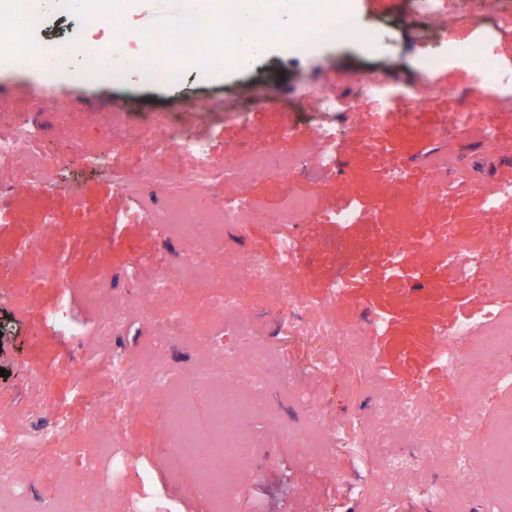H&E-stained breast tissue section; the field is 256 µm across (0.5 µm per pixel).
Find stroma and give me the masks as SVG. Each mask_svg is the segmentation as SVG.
Masks as SVG:
<instances>
[{
  "label": "stroma",
  "mask_w": 512,
  "mask_h": 512,
  "mask_svg": "<svg viewBox=\"0 0 512 512\" xmlns=\"http://www.w3.org/2000/svg\"><path fill=\"white\" fill-rule=\"evenodd\" d=\"M347 8L358 22L377 35L373 53L354 45L312 44L306 57L293 49L271 47L250 65L202 71L185 58V82L177 88L143 84L136 74L111 78L108 70L76 79L70 72L53 74L33 68L18 70L0 65V130L34 115L38 146L56 167L53 181L31 190V173L21 155L0 157V187L10 194L0 203V418L38 430L41 418L30 416L32 406L45 404L43 418L69 417L78 422L69 444L77 448L72 467L81 473L82 492L89 500H101L107 512H136L145 494H153L155 512H214L208 497H187L175 481V463L162 450L166 431L154 416L153 405L127 402L128 420L112 437L101 428L84 425L92 404L86 394L68 386L74 368H88L115 357L136 361L153 336L152 322L138 314L115 326L104 325L96 312L86 308L78 292H70L67 312L84 325V337L63 336L47 325V311L59 302L60 290L40 277L42 268L61 264L75 284L101 281L104 298L131 293L125 278L131 267L152 262L166 266L187 248L182 239L162 238L149 218L124 221L133 209L132 198L122 192L113 177V164L125 173L138 172L145 157L160 167L178 164L180 144L171 139L164 153L148 155L141 135L144 130L164 134L168 127L204 139L215 166H223L226 146L241 144L263 149L312 142L318 128L335 126L334 144L339 166L323 170L306 161L293 182L295 192L314 197L324 211L341 202L339 187L361 193L377 223L391 224L396 213L394 196L414 197L429 181L425 167L435 152L447 151L452 159H466L457 173L458 187L447 206L429 210L417 219V235L438 236L454 224L472 234L484 219V196L470 189L480 178L489 188L512 180V165L484 150L476 138L449 130L454 112L469 106L464 89L466 69L451 65L437 76L452 90L423 108L397 107L376 121L355 120L350 112H318L311 95L320 85L334 88L341 99L356 93L355 74L365 68L383 69L390 82L405 86L419 75L423 53L445 50L448 36L442 28L417 33L397 24L401 0L384 6L377 0H348ZM86 35L82 15L61 16L49 11L42 27L31 30L32 43L50 46L59 41L80 42ZM263 88V98L252 101V86ZM120 114L121 130H113L112 116ZM118 140V160L105 156L106 143ZM100 154L93 165L73 159L75 147ZM400 170L403 180L392 185L389 174ZM231 193L261 199L262 218L242 229L224 231L223 248L200 251L199 264L219 267L223 253H262L274 260L277 239L273 222L282 206L284 189L261 177L234 185ZM302 256L298 267H285L283 280L293 282L298 299H322L333 281L349 286L337 309L345 316L385 311L390 325L373 358L387 367L396 388L406 390L424 380L436 400L447 397L452 381L444 370L431 368L430 345L434 332L480 308L488 299L472 282L457 279L455 263L436 254L422 263L414 251L404 255L401 282L390 281L381 259L382 238L358 225L340 229L313 218L293 225ZM248 316L268 328L266 343L288 365L293 383L307 387L320 401L322 415L331 427L350 431L362 425L371 401L363 390L364 375L323 379L310 376L315 350L309 337L291 334L288 324H306L309 312L278 304L273 285L259 283L243 299ZM40 367L52 377L50 385L32 386L30 368ZM263 397L277 410L281 428L270 427L264 416L251 417L247 426L255 438L256 457L240 473L245 493L234 502L235 512H250L253 502H263L269 512H367L366 487L374 483L376 459L369 448L335 450L344 478L332 482L326 472L307 465L293 450L287 431L301 427L303 414L284 391L266 389ZM99 461L97 472L85 471V455ZM20 474L18 489L28 506L51 512L46 486L49 473L30 469L26 449L16 453Z\"/></svg>",
  "instance_id": "obj_1"
}]
</instances>
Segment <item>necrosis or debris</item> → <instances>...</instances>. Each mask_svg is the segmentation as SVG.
Returning <instances> with one entry per match:
<instances>
[{"mask_svg": "<svg viewBox=\"0 0 512 512\" xmlns=\"http://www.w3.org/2000/svg\"><path fill=\"white\" fill-rule=\"evenodd\" d=\"M135 6L136 0H58L61 14H82L89 24L82 43L59 46V62L77 63L86 75L104 66L116 78L132 72L147 84L178 86L183 82L180 63L186 54L184 44L194 37L199 43L192 56L207 69L235 65L246 58L242 35L246 27L270 39H289L301 55L308 53L315 40L355 45L366 52L375 48L373 32L357 22L342 0H178L175 27L144 28L133 36L125 18ZM409 12L422 26L439 22L448 30L470 24L476 15L471 0H409ZM285 14L290 24H282ZM43 23L38 0H0V62L28 66L38 55L28 33ZM453 60L462 63L470 75L469 94L475 105L497 109L512 103V70L502 66L487 42L477 39L461 41L442 53L422 55L420 79L410 90H397L381 72L366 71L357 75V90L351 100H339L321 87L314 93L315 108L320 112H354L360 104L368 103L381 113L408 102L418 107L428 105L448 95V88L436 85L432 75ZM335 139L333 128L322 127L312 146L301 145L290 152L230 147L219 169L211 162L208 144L185 135L177 166L158 167L145 160L139 175L120 177L118 186L140 208L153 211L162 235H179L197 251L213 250L222 246L225 227L246 226L263 209L255 198L210 200L215 183L245 184L270 171L287 183L299 174L310 152L320 166L336 167L338 158L329 149ZM450 166L446 153L433 154L426 163L430 182L413 201L394 200L399 220L396 229L388 233L383 260L395 282L401 278L403 254L409 246L424 256L443 250L455 258L460 278H468L478 269L486 275L484 285L490 300L434 334L433 359L454 383L456 413L450 416L439 411L425 388L395 390L389 370L374 362L364 346L365 335L384 334L388 325L385 315L377 312L361 323L338 317L334 311L347 288L345 281L336 280L326 297L308 303L313 319L306 333L318 348L322 375L341 376L353 368L364 373L373 405L362 440L385 448L395 439L407 438L426 460L453 466L446 482L432 483L409 477L412 462L389 454L376 472L377 483L390 494L407 499L422 497L439 504L452 490L459 499H469L479 479L488 474L494 478L498 493V505L491 512H503L504 506L512 505V406L499 408V425L488 433L484 430V398L491 383L501 394H512V371L497 366L504 354L512 353V314L503 306L512 298V257L495 249L498 227L492 220L498 211L512 208V184H502L486 196L487 220L479 227L481 246H474L452 226L436 239L413 237L409 228L414 216L446 204L452 190L447 180ZM277 245L278 264L254 253L229 261L230 272L224 278L231 288L221 294L212 290L220 276L218 269L196 273L195 262L185 257L166 268H131L129 280L137 286L148 285L152 302L161 305L152 352L136 364L115 359L102 368L117 397L91 405L88 412L89 418L119 425L126 419L122 396L169 389L179 407L177 426L166 440L178 461L177 484L189 494H212L220 506L232 499L225 485L253 460L247 416L270 413L251 385L256 381L268 386L280 383L279 356L257 339L255 329L240 314L242 296L258 282L275 285L282 301L292 300L293 285L280 278L279 269L297 265L299 254L292 237L278 235ZM185 288L206 291L211 310L223 314L225 326L247 336L248 351L228 352L212 343L202 321L180 304ZM187 336L204 347L205 356L189 373L176 376L162 354L166 345ZM292 395L306 411V425L292 433V441L311 453L316 462L333 460L335 432L325 428L320 410L304 392L296 389ZM73 427V421L58 418L43 432L33 434L20 424L0 423V489L12 491L18 484L14 465L18 448L27 449L29 459L51 472L56 482L74 483L70 467L74 450L66 442ZM46 439L59 443L50 457L42 452Z\"/></svg>", "mask_w": 512, "mask_h": 512, "instance_id": "4bbe7bcc", "label": "necrosis or debris"}]
</instances>
